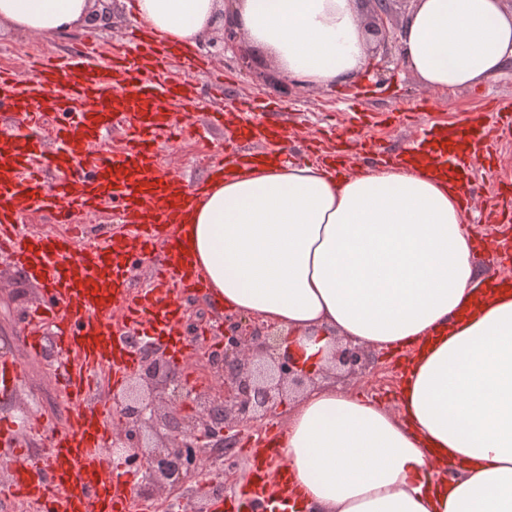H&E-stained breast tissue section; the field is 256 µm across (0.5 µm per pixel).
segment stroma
Here are the masks:
<instances>
[{
	"label": "stroma",
	"instance_id": "stroma-1",
	"mask_svg": "<svg viewBox=\"0 0 512 512\" xmlns=\"http://www.w3.org/2000/svg\"><path fill=\"white\" fill-rule=\"evenodd\" d=\"M133 23L131 11L124 0H112V14L104 26L70 30L50 39H37L16 31L0 34V69L15 73L21 81H28L27 65L32 55L44 52L68 54L78 50L85 38L90 36L96 38L101 49L117 48L123 45L125 34ZM195 51L207 57L214 70L226 75L230 89L229 95L211 98L204 103L201 111L194 113L192 121L196 126L203 129L208 112L231 105L236 98L262 95L283 105V112L275 114L274 120L287 129L289 137H303L312 141L330 130L334 131L336 137H343L347 120L344 106L339 100L340 88L303 86L293 82L289 84L287 92H280L276 84L283 77L282 70L263 51L247 42L242 43L240 51L228 50L218 54L202 40ZM244 53L251 57V63L246 67L240 61ZM350 89L361 95L358 109L388 116L387 121L364 127L361 143L395 146L404 139L422 136L429 125L463 119L498 98L512 99V71L475 87L455 91L431 89L412 74L401 57L399 46L391 44L373 52L370 70L363 72ZM424 100L428 101L429 106L423 110L419 104ZM222 143L220 133L203 129L198 136L172 137L163 145L160 158L173 174L183 176L186 182L191 183L202 175L197 164L199 153L219 152ZM361 143L349 147L352 170L356 173L364 169L359 156ZM473 178L474 197L464 212L465 223L477 236L490 237L496 234L497 229L494 225L483 223L481 213L491 202L496 181L512 180V138L504 140L493 166L481 163L474 167ZM40 297V289L30 283L8 259L0 256V347H8L14 359L21 361L28 373L26 384L10 398L8 407L0 406V420L11 419L15 408L34 406L47 426L59 429L65 425L72 409L52 374L58 358L54 338L52 334H45L43 349L36 356L28 355L20 345L22 337L28 332L22 314L37 304ZM183 309L196 311L197 316L196 339L187 345L193 359L190 364L182 366L181 371L198 389L217 386V378L204 371L198 354L201 347L212 345L215 336L220 335V324L225 313L215 308L204 293L184 304ZM379 359L387 376L393 378V385L380 384L377 378L368 374L355 378L343 372L329 375L328 380L388 409H396L398 384L403 377L399 355L386 349L380 351ZM285 421V416L281 415L239 434L234 478L226 484L225 497H235L251 478V462L245 452L250 441L264 433L265 429H284Z\"/></svg>",
	"mask_w": 512,
	"mask_h": 512
}]
</instances>
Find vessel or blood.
Wrapping results in <instances>:
<instances>
[{"mask_svg":"<svg viewBox=\"0 0 512 512\" xmlns=\"http://www.w3.org/2000/svg\"><path fill=\"white\" fill-rule=\"evenodd\" d=\"M128 41L133 51L103 58L88 44L66 56L34 59V77L24 83L0 70V112L24 115L30 126L21 133L0 125V150L8 156L0 169V254L43 283L38 317L53 327L56 372L73 407L66 431L49 439L46 462L18 451L9 463L8 497L33 503L39 512H126L137 477L110 453L106 407L89 401L97 376L110 370L118 386L136 368L132 336L167 341L174 356L190 358L180 343V298L200 281L174 225L196 203L200 189L162 170L158 141L167 136L175 114L201 109L193 77L209 63L180 57L171 45L143 43L133 35ZM176 57L187 70L180 81L168 74L167 63ZM259 111L271 114L275 108L256 96L209 114V126L222 132L231 152L229 162L247 164L257 156L256 145L271 141L280 142V155H287V133L256 122ZM49 113L62 117L50 128L43 123ZM120 125L122 147L105 149L108 135ZM511 135L512 101L500 99L475 119L431 126L427 138L408 141L388 156L399 162L424 157L432 170L465 182L470 159L479 154L493 159L496 144ZM91 153L95 161L83 168ZM105 206L121 231L87 241L82 254H75L82 229L72 226L73 215ZM25 212L49 215L71 230L56 237L22 231L19 218ZM160 242L167 251L154 278L148 287L134 288L132 266ZM484 248L501 262L512 261V233L485 240ZM266 442L251 449L253 479L230 500V512H275L274 485L283 498H297L288 473L270 474L277 448L274 437Z\"/></svg>","mask_w":512,"mask_h":512,"instance_id":"b4317fda","label":"vessel or blood"}]
</instances>
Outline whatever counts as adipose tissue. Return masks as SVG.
Segmentation results:
<instances>
[{
    "mask_svg": "<svg viewBox=\"0 0 512 512\" xmlns=\"http://www.w3.org/2000/svg\"><path fill=\"white\" fill-rule=\"evenodd\" d=\"M94 0H0V31L88 24ZM148 34L190 48L224 8L301 84L356 81L360 0H132ZM401 55L427 87L512 68V0H414ZM215 305L288 332L309 369L336 343L417 346L398 412L326 383L291 403L280 460L302 512H512V283L478 298L459 187L421 162L353 176L311 163L231 168L179 226Z\"/></svg>",
    "mask_w": 512,
    "mask_h": 512,
    "instance_id": "obj_1",
    "label": "adipose tissue"
}]
</instances>
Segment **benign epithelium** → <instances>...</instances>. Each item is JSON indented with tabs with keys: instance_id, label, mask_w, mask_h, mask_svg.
<instances>
[{
	"instance_id": "benign-epithelium-1",
	"label": "benign epithelium",
	"mask_w": 512,
	"mask_h": 512,
	"mask_svg": "<svg viewBox=\"0 0 512 512\" xmlns=\"http://www.w3.org/2000/svg\"><path fill=\"white\" fill-rule=\"evenodd\" d=\"M372 4L369 24L385 44L395 36L389 26L391 0ZM335 360L351 376L380 371L375 352L351 340L336 351ZM205 369L220 385L206 391L189 387L164 348L153 345L128 384L109 394L123 424L115 447L126 462L148 469L136 512L145 502L184 488L188 493L179 497V512H209L210 499L223 494L224 486L209 481L187 488L196 481L200 462L219 466L214 449L232 446L240 431L279 415L284 397L305 391L319 375L288 352V338L277 327L245 315L224 317V352L205 357ZM176 398L193 403L198 415L173 419L163 404Z\"/></svg>"
}]
</instances>
